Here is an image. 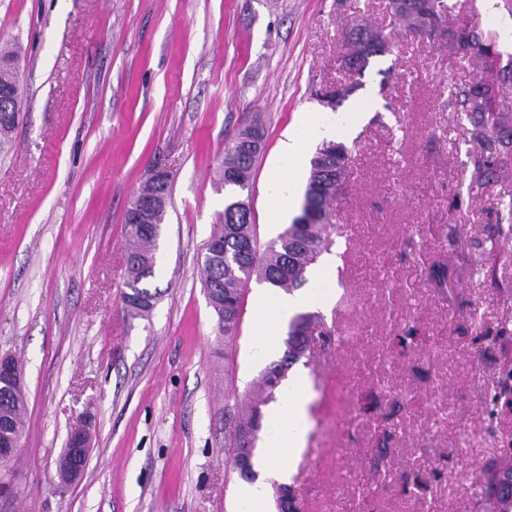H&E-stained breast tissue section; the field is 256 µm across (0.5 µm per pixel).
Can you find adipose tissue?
Segmentation results:
<instances>
[{"instance_id":"ef3b65f1","label":"adipose tissue","mask_w":512,"mask_h":512,"mask_svg":"<svg viewBox=\"0 0 512 512\" xmlns=\"http://www.w3.org/2000/svg\"><path fill=\"white\" fill-rule=\"evenodd\" d=\"M371 106V101H363L358 111L346 112L339 117L330 113H297L294 123L278 144V162L269 184L276 218H283L294 201L310 145L345 136L359 120L361 112L369 110ZM333 296V289L326 287L320 288L314 295L304 292L289 294L274 288L258 289L255 293V304L259 311L255 323L258 336L255 358L264 360L278 355L281 325L288 323L296 312L307 306L329 304ZM305 378L304 366L296 365L282 381L275 400L264 409L266 475L263 482L243 488L246 512H267L268 492L272 483H287L292 463L300 460L303 454L310 425L311 402Z\"/></svg>"}]
</instances>
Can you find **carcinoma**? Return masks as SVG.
I'll use <instances>...</instances> for the list:
<instances>
[{
    "label": "carcinoma",
    "instance_id": "1",
    "mask_svg": "<svg viewBox=\"0 0 512 512\" xmlns=\"http://www.w3.org/2000/svg\"><path fill=\"white\" fill-rule=\"evenodd\" d=\"M426 2L427 6L421 7L417 0H390V8L405 31L432 42L443 40L460 50H474L479 60L475 80L450 86L445 105L470 125V142L475 145L472 176L488 180L504 169L508 160L504 150L512 148V120L505 115L497 96L490 94V86L512 83V63L501 64L500 55L491 52L492 35L479 33L476 26L466 23L452 29L446 27L445 19L454 6L445 0ZM389 46L381 28L358 20L346 32L337 60L343 70L360 76L370 57L387 52ZM264 138L263 125L254 120L224 147V185L242 192L250 187ZM351 155L352 149L339 142H325L317 148L310 161L301 213L264 246L260 245L257 226L253 224L250 198H229L224 220L215 225L207 240V256L202 263L203 285L210 291L218 334L229 338L236 335L244 290L252 279L291 292L304 284L306 269L322 253L330 251L333 203L342 193ZM155 193L158 198L147 210L144 223H132L128 211L124 215L128 242L125 276L129 291L124 293L123 302L134 318L149 313L158 296V291L146 287V280L154 276L157 240L171 199V181L161 183ZM313 319L310 314H298L291 320L283 357L263 373V397L235 417L232 469H237V460L244 451L255 452L261 427L260 405L275 399L279 380L306 357L313 341ZM493 391V404L512 403V384L499 380L493 384ZM25 408L23 387H15L6 395L0 393V414L11 417L13 432L20 438L26 431ZM480 488L490 501L512 502V448L503 449L487 463Z\"/></svg>",
    "mask_w": 512,
    "mask_h": 512
}]
</instances>
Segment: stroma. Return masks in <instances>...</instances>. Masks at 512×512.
<instances>
[{"mask_svg": "<svg viewBox=\"0 0 512 512\" xmlns=\"http://www.w3.org/2000/svg\"><path fill=\"white\" fill-rule=\"evenodd\" d=\"M458 2L448 25L474 23L512 61L504 0ZM360 14L391 49L336 107L376 102L344 139L343 257L307 358L311 430L292 483L301 512H492L481 468L512 445V405L486 403L512 369V224L496 221L512 168L472 180L468 125L445 101L476 60L405 33L388 0H0L23 106L0 141V354L21 359L28 399L0 512H238L228 411L265 367L252 291L227 342L201 284L233 193L224 146L264 116L248 195L268 243L299 212L270 221L277 145L296 113L327 111L315 89L348 81L337 52ZM156 165L172 183L160 295L133 318L124 213ZM77 430L91 451L64 486L57 461Z\"/></svg>", "mask_w": 512, "mask_h": 512, "instance_id": "obj_1", "label": "stroma"}]
</instances>
